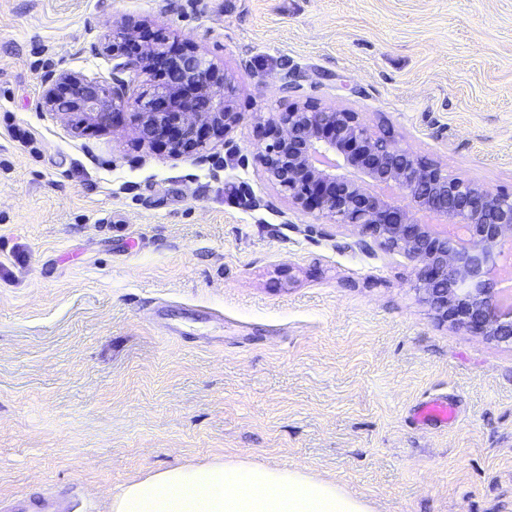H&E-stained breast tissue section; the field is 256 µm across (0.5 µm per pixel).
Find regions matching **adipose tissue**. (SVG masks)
Segmentation results:
<instances>
[{"label":"adipose tissue","mask_w":512,"mask_h":512,"mask_svg":"<svg viewBox=\"0 0 512 512\" xmlns=\"http://www.w3.org/2000/svg\"><path fill=\"white\" fill-rule=\"evenodd\" d=\"M112 512H370L367 502L299 468L214 460L130 483Z\"/></svg>","instance_id":"adipose-tissue-1"}]
</instances>
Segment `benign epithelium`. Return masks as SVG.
I'll list each match as a JSON object with an SVG mask.
<instances>
[{
  "label": "benign epithelium",
  "instance_id": "benign-epithelium-1",
  "mask_svg": "<svg viewBox=\"0 0 512 512\" xmlns=\"http://www.w3.org/2000/svg\"><path fill=\"white\" fill-rule=\"evenodd\" d=\"M112 75L91 80L61 71L46 83V107L76 114L83 127H109L129 109L144 143L173 157L225 139L245 116L235 77L195 50L144 43L122 24L112 35ZM159 68L163 77L131 97L126 77ZM254 150L264 179L295 207L346 224L413 264L439 320L500 342L512 340V309L494 283L512 247V194L448 174L399 148L357 112L302 102L267 120Z\"/></svg>",
  "mask_w": 512,
  "mask_h": 512
}]
</instances>
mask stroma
<instances>
[{
	"mask_svg": "<svg viewBox=\"0 0 512 512\" xmlns=\"http://www.w3.org/2000/svg\"><path fill=\"white\" fill-rule=\"evenodd\" d=\"M123 22L233 73L226 142L175 159L131 112L47 111L50 74L109 78ZM306 99L512 193V0H0V512H110L216 458L371 512H512V344L439 321L403 254L253 161V116ZM437 394L455 423H415ZM53 510L59 512H71L75 508L71 502H33L26 498H17L11 503V512H30L31 509Z\"/></svg>",
	"mask_w": 512,
	"mask_h": 512,
	"instance_id": "1",
	"label": "stroma"
}]
</instances>
